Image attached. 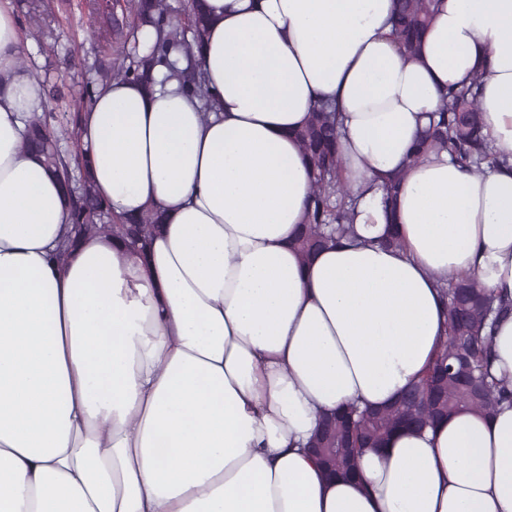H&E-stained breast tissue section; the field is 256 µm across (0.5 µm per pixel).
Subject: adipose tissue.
Returning a JSON list of instances; mask_svg holds the SVG:
<instances>
[{"mask_svg": "<svg viewBox=\"0 0 512 512\" xmlns=\"http://www.w3.org/2000/svg\"><path fill=\"white\" fill-rule=\"evenodd\" d=\"M205 2L206 97L159 66L152 91L100 85L82 116L112 215L160 217L140 250L75 236L60 179L25 150L45 101L0 0V512H512L511 404L364 449L353 481L304 451L324 414L418 382L449 277L512 299V167L411 158L441 90L476 75L512 157V0H441L415 59L394 0ZM323 100L363 242L306 263L294 133ZM390 224L402 248L376 244Z\"/></svg>", "mask_w": 512, "mask_h": 512, "instance_id": "obj_1", "label": "adipose tissue"}]
</instances>
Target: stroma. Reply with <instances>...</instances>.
Returning <instances> with one entry per match:
<instances>
[{
  "label": "stroma",
  "mask_w": 512,
  "mask_h": 512,
  "mask_svg": "<svg viewBox=\"0 0 512 512\" xmlns=\"http://www.w3.org/2000/svg\"><path fill=\"white\" fill-rule=\"evenodd\" d=\"M87 0H12L15 10H36L42 32L26 34L21 62L46 74L49 83L64 87V98L50 102L55 114L72 111L74 99L95 66L111 62L115 44L95 34V24L85 7Z\"/></svg>",
  "instance_id": "obj_1"
}]
</instances>
